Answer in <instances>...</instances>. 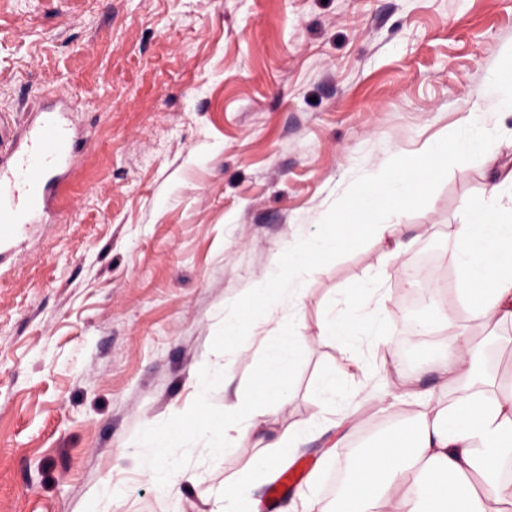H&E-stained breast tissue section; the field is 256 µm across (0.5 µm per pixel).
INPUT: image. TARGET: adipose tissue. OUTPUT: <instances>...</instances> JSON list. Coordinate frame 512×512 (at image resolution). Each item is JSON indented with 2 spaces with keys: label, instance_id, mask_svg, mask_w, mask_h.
Returning a JSON list of instances; mask_svg holds the SVG:
<instances>
[{
  "label": "adipose tissue",
  "instance_id": "adipose-tissue-1",
  "mask_svg": "<svg viewBox=\"0 0 512 512\" xmlns=\"http://www.w3.org/2000/svg\"><path fill=\"white\" fill-rule=\"evenodd\" d=\"M479 131L464 138L436 140L415 155L396 156L390 166L367 174L350 201L360 228L376 227L387 237L393 254L407 244L395 224L372 225L386 207H408L425 185L431 167L447 168L449 159H465L483 150ZM454 243L458 314H477L494 325H512V171L491 184L485 200L469 205L464 222L448 227ZM335 225L314 242L288 252V266L276 281L253 289L251 305L266 322L279 320L282 296L300 307L302 275L319 255L343 246ZM303 337L288 333L265 344V371L247 399L254 408L243 423L259 428L267 411L265 400L287 402L285 379ZM444 355L435 368L446 399L426 398L412 424L393 429L376 444L363 448L353 460L354 479L338 512H490L489 503L512 505V481L501 477L512 464V389L487 380L478 363L484 348L466 331L442 341ZM238 408L225 407L223 431L211 432L217 455L236 447ZM304 430L291 428L268 442L265 451L233 481L224 485L225 512L251 486L270 479L300 447Z\"/></svg>",
  "mask_w": 512,
  "mask_h": 512
}]
</instances>
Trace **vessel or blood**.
Segmentation results:
<instances>
[{"label":"vessel or blood","mask_w":512,"mask_h":512,"mask_svg":"<svg viewBox=\"0 0 512 512\" xmlns=\"http://www.w3.org/2000/svg\"><path fill=\"white\" fill-rule=\"evenodd\" d=\"M66 104L34 113L22 133H0V241L14 236L19 225L30 223L48 208L52 186L49 175L69 171L76 145ZM303 463L282 471L268 491V512L305 480Z\"/></svg>","instance_id":"vessel-or-blood-1"}]
</instances>
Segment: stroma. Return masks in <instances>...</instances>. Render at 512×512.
<instances>
[{"instance_id": "stroma-1", "label": "stroma", "mask_w": 512, "mask_h": 512, "mask_svg": "<svg viewBox=\"0 0 512 512\" xmlns=\"http://www.w3.org/2000/svg\"><path fill=\"white\" fill-rule=\"evenodd\" d=\"M511 46L512 0H0V115L18 129L62 97L79 133L66 195L0 243V512H219L262 437L340 420L359 396L386 410L357 418L351 447L417 413L402 391L438 393L434 335L407 360L374 327L319 331L355 314L358 282L401 327L404 267L425 251L451 266L449 225L512 169V114L475 108ZM472 125L489 153L377 216L402 225L405 256L371 232L348 239L305 275L298 315L248 317L249 290L325 232L366 172ZM239 315L245 341L224 334ZM289 331L306 342L288 402L231 456L188 441L187 480L162 490L154 434L218 423L262 375V338ZM214 360L226 368L201 386ZM335 442L330 427L306 435L320 481L279 512L303 495L331 507Z\"/></svg>"}]
</instances>
